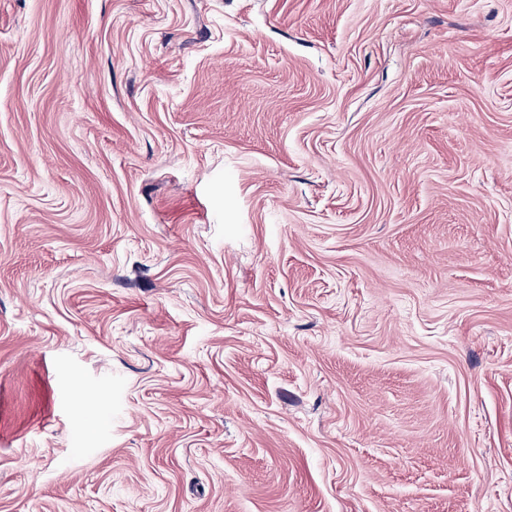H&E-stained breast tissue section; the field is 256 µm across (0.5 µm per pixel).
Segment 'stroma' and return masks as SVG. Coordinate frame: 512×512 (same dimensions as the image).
<instances>
[{"label":"stroma","mask_w":512,"mask_h":512,"mask_svg":"<svg viewBox=\"0 0 512 512\" xmlns=\"http://www.w3.org/2000/svg\"><path fill=\"white\" fill-rule=\"evenodd\" d=\"M0 512H512V0H0Z\"/></svg>","instance_id":"stroma-1"}]
</instances>
